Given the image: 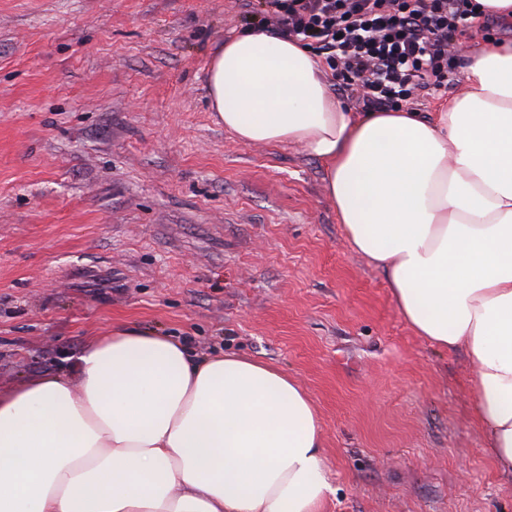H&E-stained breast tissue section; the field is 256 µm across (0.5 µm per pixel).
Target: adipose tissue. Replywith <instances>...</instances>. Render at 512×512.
Listing matches in <instances>:
<instances>
[{
	"label": "adipose tissue",
	"mask_w": 512,
	"mask_h": 512,
	"mask_svg": "<svg viewBox=\"0 0 512 512\" xmlns=\"http://www.w3.org/2000/svg\"><path fill=\"white\" fill-rule=\"evenodd\" d=\"M209 94L245 144L325 167L352 249L416 335L475 368L473 414L512 474V40L466 54L436 112H354L294 39L245 29ZM319 419L296 378L118 328L67 370L0 390V512H319Z\"/></svg>",
	"instance_id": "adipose-tissue-1"
}]
</instances>
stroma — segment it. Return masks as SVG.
<instances>
[{
  "label": "stroma",
  "mask_w": 512,
  "mask_h": 512,
  "mask_svg": "<svg viewBox=\"0 0 512 512\" xmlns=\"http://www.w3.org/2000/svg\"><path fill=\"white\" fill-rule=\"evenodd\" d=\"M258 0H0V389L119 327L299 379L321 512H512L463 351L399 314L297 146L209 101Z\"/></svg>",
  "instance_id": "obj_1"
}]
</instances>
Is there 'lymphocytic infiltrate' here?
<instances>
[{"label": "lymphocytic infiltrate", "mask_w": 512, "mask_h": 512, "mask_svg": "<svg viewBox=\"0 0 512 512\" xmlns=\"http://www.w3.org/2000/svg\"><path fill=\"white\" fill-rule=\"evenodd\" d=\"M491 21L479 0H261L252 18L322 58L364 112L409 111L419 92L446 89L450 42Z\"/></svg>", "instance_id": "lymphocytic-infiltrate-1"}]
</instances>
